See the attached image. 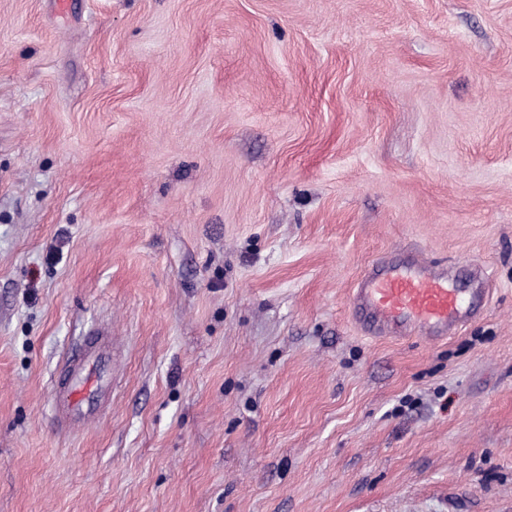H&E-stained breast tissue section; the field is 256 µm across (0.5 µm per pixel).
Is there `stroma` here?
<instances>
[{
    "label": "stroma",
    "mask_w": 512,
    "mask_h": 512,
    "mask_svg": "<svg viewBox=\"0 0 512 512\" xmlns=\"http://www.w3.org/2000/svg\"><path fill=\"white\" fill-rule=\"evenodd\" d=\"M0 512H512V0H0ZM450 279L444 264L432 265L420 258L402 266L378 261L358 282L351 307L371 338L444 339L473 317ZM103 335L104 333H100V335L91 337L87 341L86 353L72 361L66 377L62 381L66 393L65 404L69 417L86 418L93 416L97 411L95 390L99 384L93 376V370H98L100 374L102 365L97 358L91 356L101 344L100 341ZM90 362L92 363L91 366ZM87 366H89V369L85 372Z\"/></svg>",
    "instance_id": "obj_1"
}]
</instances>
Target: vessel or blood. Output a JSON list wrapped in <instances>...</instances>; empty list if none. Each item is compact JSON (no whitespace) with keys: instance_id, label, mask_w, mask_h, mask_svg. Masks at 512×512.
<instances>
[{"instance_id":"1","label":"vessel or blood","mask_w":512,"mask_h":512,"mask_svg":"<svg viewBox=\"0 0 512 512\" xmlns=\"http://www.w3.org/2000/svg\"><path fill=\"white\" fill-rule=\"evenodd\" d=\"M353 313L372 338L391 335L440 340L454 334L473 313L464 307L447 265L414 258L404 265L379 261L368 268L351 297ZM99 337L87 342V353L74 359L63 380L70 417L86 418L97 411L93 375L100 361L91 357Z\"/></svg>"}]
</instances>
